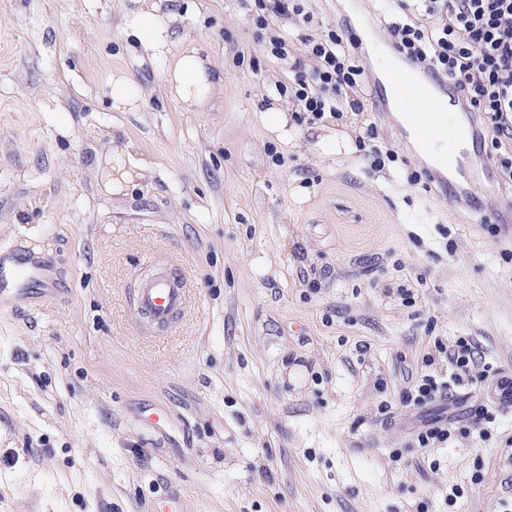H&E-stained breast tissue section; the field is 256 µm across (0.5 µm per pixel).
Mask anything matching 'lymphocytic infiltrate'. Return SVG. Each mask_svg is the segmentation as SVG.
Masks as SVG:
<instances>
[{"label":"lymphocytic infiltrate","instance_id":"obj_1","mask_svg":"<svg viewBox=\"0 0 512 512\" xmlns=\"http://www.w3.org/2000/svg\"><path fill=\"white\" fill-rule=\"evenodd\" d=\"M423 12L396 19L378 13L392 43L408 64L436 82L453 79L464 89L462 111L475 117L477 136H487L495 149L491 162L498 177L512 183V0H421ZM305 53L316 59L313 76L296 71L284 91L311 118L340 114L342 90L362 81L365 68L358 41L344 43L336 31L305 41ZM453 371L441 380L427 373L416 380L407 402L421 407L447 398L478 366L469 339L458 338L447 354Z\"/></svg>","mask_w":512,"mask_h":512}]
</instances>
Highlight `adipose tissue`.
Returning a JSON list of instances; mask_svg holds the SVG:
<instances>
[{"mask_svg":"<svg viewBox=\"0 0 512 512\" xmlns=\"http://www.w3.org/2000/svg\"><path fill=\"white\" fill-rule=\"evenodd\" d=\"M129 27L153 55L169 57L163 88L169 98L182 104L185 111H198L216 90L223 88V71L212 68L195 45L185 44L177 54H170L168 31L153 11L140 9L133 12Z\"/></svg>","mask_w":512,"mask_h":512,"instance_id":"obj_1","label":"adipose tissue"}]
</instances>
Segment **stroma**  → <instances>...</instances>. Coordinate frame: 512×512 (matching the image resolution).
Returning a JSON list of instances; mask_svg holds the SVG:
<instances>
[{
    "instance_id": "obj_1",
    "label": "stroma",
    "mask_w": 512,
    "mask_h": 512,
    "mask_svg": "<svg viewBox=\"0 0 512 512\" xmlns=\"http://www.w3.org/2000/svg\"><path fill=\"white\" fill-rule=\"evenodd\" d=\"M147 2L171 51L194 43L224 72L198 111L163 95L165 58L127 26L137 0H0V257L51 265L45 292L0 302V512H158L170 494L184 512H502L512 412L484 441L468 418L512 369V235L488 219L512 189L465 174L459 204L431 178L380 101L391 40L365 0L283 20L285 60L256 23L265 0ZM344 26L366 78L360 109L325 122L356 143L328 155L278 86L306 38ZM118 69L146 92L136 111L110 105ZM271 106L299 148L259 122ZM370 127L384 164L358 145ZM116 142L148 167L120 195L100 172ZM173 270L191 286L179 319L140 325L138 285ZM461 336L489 374L406 405ZM435 420L447 446L418 448Z\"/></svg>"
}]
</instances>
